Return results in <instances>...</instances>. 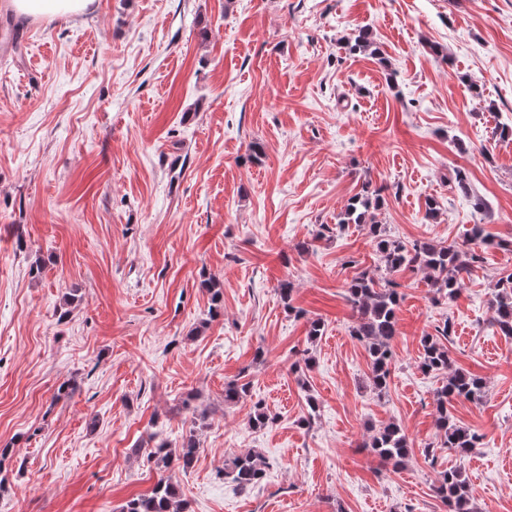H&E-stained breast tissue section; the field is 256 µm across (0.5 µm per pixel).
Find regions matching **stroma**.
Listing matches in <instances>:
<instances>
[{
    "label": "stroma",
    "instance_id": "1",
    "mask_svg": "<svg viewBox=\"0 0 512 512\" xmlns=\"http://www.w3.org/2000/svg\"><path fill=\"white\" fill-rule=\"evenodd\" d=\"M360 28L380 56L341 47ZM505 125L512 0H92L38 19L0 0V512H119L160 477L133 452L154 431L197 436L171 472L189 512H448L434 485L458 464L477 512H512V336L490 306L512 273ZM367 184L394 237L482 224L495 242L452 297L392 273L381 392L343 297L378 255L366 227H336ZM446 322L456 367L485 382L448 407L482 437L463 461L438 445L446 377L419 367ZM233 380L250 390L228 406ZM390 421L413 446L399 471L364 446ZM251 449L270 467L245 493L221 470Z\"/></svg>",
    "mask_w": 512,
    "mask_h": 512
}]
</instances>
